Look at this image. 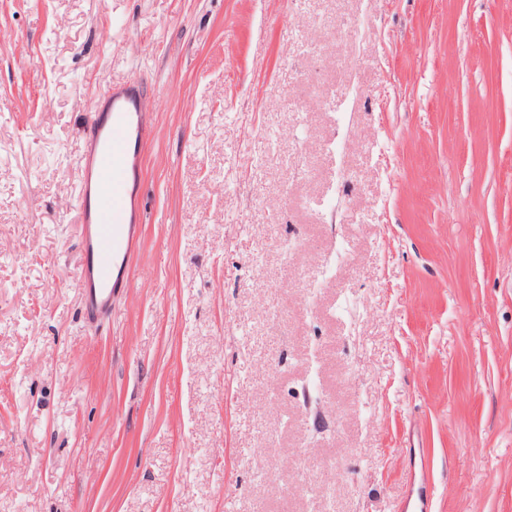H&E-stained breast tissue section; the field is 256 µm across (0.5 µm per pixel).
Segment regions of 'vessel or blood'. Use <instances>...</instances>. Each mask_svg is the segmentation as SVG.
I'll return each instance as SVG.
<instances>
[{"label": "vessel or blood", "instance_id": "1", "mask_svg": "<svg viewBox=\"0 0 512 512\" xmlns=\"http://www.w3.org/2000/svg\"><path fill=\"white\" fill-rule=\"evenodd\" d=\"M142 94L138 82L113 87L85 130L77 160L81 237L76 286L90 320L111 314L115 298L129 287L134 273L141 224L134 192L141 165L138 147L149 136L140 110Z\"/></svg>", "mask_w": 512, "mask_h": 512}]
</instances>
